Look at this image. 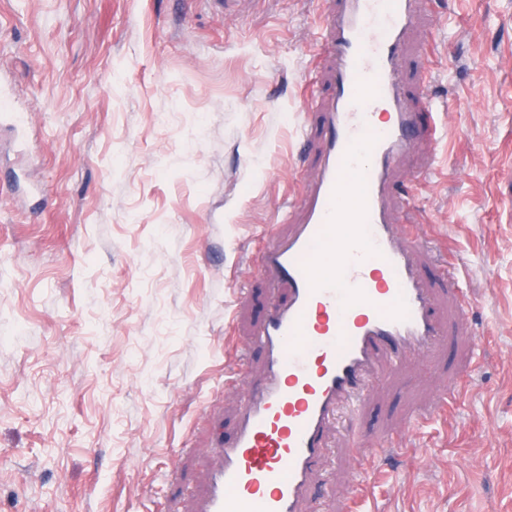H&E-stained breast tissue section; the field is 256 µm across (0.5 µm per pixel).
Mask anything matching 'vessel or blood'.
Returning a JSON list of instances; mask_svg holds the SVG:
<instances>
[{"label":"vessel or blood","instance_id":"vessel-or-blood-1","mask_svg":"<svg viewBox=\"0 0 512 512\" xmlns=\"http://www.w3.org/2000/svg\"><path fill=\"white\" fill-rule=\"evenodd\" d=\"M417 0H335L319 26L333 91L321 115L319 181L284 240L269 241L257 268L289 289L253 336L265 356L234 439L210 479L202 512H300L323 436L341 403L358 400L387 348L388 362L424 350L438 333L429 290L410 254L414 233L398 237L388 213L390 174L422 138L438 140L443 101L425 111L403 104L400 70ZM386 125H379V111ZM357 224L356 243L337 239L338 219ZM381 457L359 464L353 506L371 494L365 477Z\"/></svg>","mask_w":512,"mask_h":512}]
</instances>
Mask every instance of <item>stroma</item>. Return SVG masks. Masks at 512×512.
<instances>
[{"mask_svg": "<svg viewBox=\"0 0 512 512\" xmlns=\"http://www.w3.org/2000/svg\"><path fill=\"white\" fill-rule=\"evenodd\" d=\"M322 0H0V512H198L246 385L227 380L272 301L258 237L283 239L316 183L311 100ZM433 73L442 143L391 173L422 190L414 263L447 339L344 407L310 512H345L383 438L362 512H512V0H421L406 108ZM462 256L459 317L440 254ZM468 379L460 408L441 391ZM425 414L415 431L412 416ZM382 450L376 449L366 456L359 464V478L351 488L350 498L346 510L359 511L361 502L371 494L372 487L366 485L365 477L373 470L380 461ZM352 502V506H351Z\"/></svg>", "mask_w": 512, "mask_h": 512, "instance_id": "obj_1", "label": "stroma"}]
</instances>
